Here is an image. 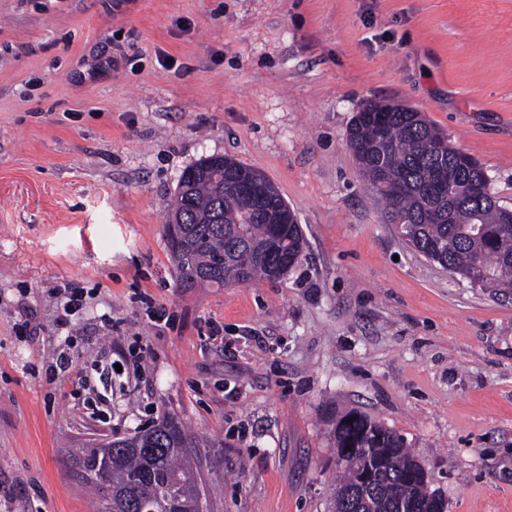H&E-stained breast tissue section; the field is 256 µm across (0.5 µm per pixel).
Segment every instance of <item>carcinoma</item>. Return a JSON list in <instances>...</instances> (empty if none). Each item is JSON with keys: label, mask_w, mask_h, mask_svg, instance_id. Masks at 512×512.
<instances>
[{"label": "carcinoma", "mask_w": 512, "mask_h": 512, "mask_svg": "<svg viewBox=\"0 0 512 512\" xmlns=\"http://www.w3.org/2000/svg\"><path fill=\"white\" fill-rule=\"evenodd\" d=\"M347 142L369 188L380 194L405 225L404 238L452 274L470 279L475 264L483 274L473 285L512 293V210L490 192L470 198L472 183L488 185L485 169L463 150L444 145L424 116L398 104L368 102L356 112ZM229 168L246 176L254 168L224 155L187 167L179 180L166 229L171 259L189 287H229L287 275L303 251L300 225L289 222L283 198L268 182L263 197L222 191ZM334 446L355 448L352 463L330 500V512H424L432 492L414 476V458L400 435L358 412L336 420ZM112 459L98 475L99 449L84 461L91 483L110 501L112 512H139L171 500L180 512H201L204 489L190 449L195 441L176 416L164 414L131 437L113 440ZM374 463L370 488L359 469Z\"/></svg>", "instance_id": "cac0c4a2"}]
</instances>
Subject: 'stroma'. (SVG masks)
<instances>
[{
    "label": "stroma",
    "mask_w": 512,
    "mask_h": 512,
    "mask_svg": "<svg viewBox=\"0 0 512 512\" xmlns=\"http://www.w3.org/2000/svg\"><path fill=\"white\" fill-rule=\"evenodd\" d=\"M369 101L418 109L512 208V0H0V512H101L86 452L163 412L203 512H328L351 410L446 512H512V294L400 236L346 143ZM212 154L295 212L285 277L181 282L166 219Z\"/></svg>",
    "instance_id": "obj_1"
}]
</instances>
